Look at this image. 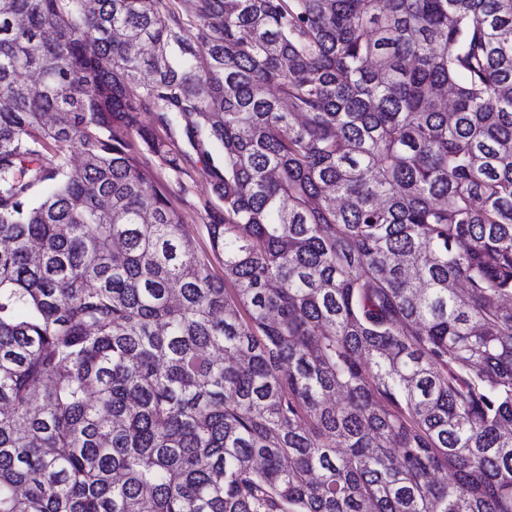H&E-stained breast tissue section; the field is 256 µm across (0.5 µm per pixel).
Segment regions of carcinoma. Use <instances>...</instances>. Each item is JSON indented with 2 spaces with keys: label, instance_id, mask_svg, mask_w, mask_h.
Returning <instances> with one entry per match:
<instances>
[{
  "label": "carcinoma",
  "instance_id": "carcinoma-1",
  "mask_svg": "<svg viewBox=\"0 0 512 512\" xmlns=\"http://www.w3.org/2000/svg\"><path fill=\"white\" fill-rule=\"evenodd\" d=\"M0 241V512H512V0H0ZM175 141L177 147L172 148L176 151L181 149L187 155L183 173L177 180L172 173L153 163L155 175L161 183L172 186L174 206L185 217L186 235L195 253L201 258L209 257L213 273L223 277L222 264H219L211 253L204 213L200 210L202 201L215 200L209 166L179 137H176Z\"/></svg>",
  "mask_w": 512,
  "mask_h": 512
}]
</instances>
